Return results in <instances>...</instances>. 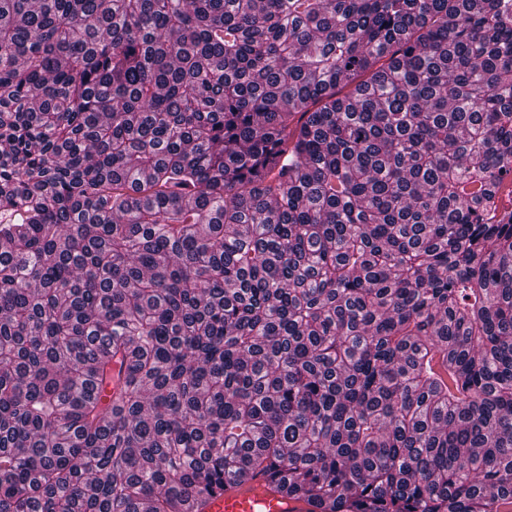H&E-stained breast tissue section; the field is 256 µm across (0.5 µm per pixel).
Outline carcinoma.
<instances>
[{
    "mask_svg": "<svg viewBox=\"0 0 512 512\" xmlns=\"http://www.w3.org/2000/svg\"><path fill=\"white\" fill-rule=\"evenodd\" d=\"M510 176L512 0H0V512H512ZM195 509L193 512H309L312 507L260 477L245 485H228L223 492L202 499Z\"/></svg>",
    "mask_w": 512,
    "mask_h": 512,
    "instance_id": "obj_1",
    "label": "carcinoma"
}]
</instances>
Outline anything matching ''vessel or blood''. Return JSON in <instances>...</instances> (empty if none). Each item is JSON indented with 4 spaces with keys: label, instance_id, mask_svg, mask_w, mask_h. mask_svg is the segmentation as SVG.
Here are the masks:
<instances>
[{
    "label": "vessel or blood",
    "instance_id": "vessel-or-blood-1",
    "mask_svg": "<svg viewBox=\"0 0 512 512\" xmlns=\"http://www.w3.org/2000/svg\"><path fill=\"white\" fill-rule=\"evenodd\" d=\"M302 499L288 497L264 478L241 486H227L223 492L202 499L196 512H309Z\"/></svg>",
    "mask_w": 512,
    "mask_h": 512
}]
</instances>
